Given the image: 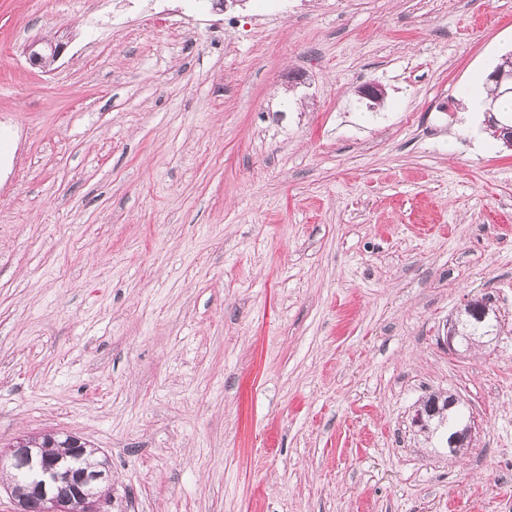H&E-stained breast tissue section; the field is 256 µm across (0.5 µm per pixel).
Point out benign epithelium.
<instances>
[{
	"label": "benign epithelium",
	"mask_w": 512,
	"mask_h": 512,
	"mask_svg": "<svg viewBox=\"0 0 512 512\" xmlns=\"http://www.w3.org/2000/svg\"><path fill=\"white\" fill-rule=\"evenodd\" d=\"M61 42H31L27 48L29 62L42 66L44 54L53 59L63 53ZM490 79L498 88L512 93V67H499ZM491 309L484 298H475L464 305V313L484 320ZM14 470L22 474L27 492L40 498L43 512H106L104 507L112 498V483L105 473H89L82 469L66 470L59 461L41 454L38 448L17 451L15 446L0 450V471Z\"/></svg>",
	"instance_id": "7a95c632"
}]
</instances>
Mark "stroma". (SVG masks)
<instances>
[{
    "instance_id": "stroma-1",
    "label": "stroma",
    "mask_w": 512,
    "mask_h": 512,
    "mask_svg": "<svg viewBox=\"0 0 512 512\" xmlns=\"http://www.w3.org/2000/svg\"><path fill=\"white\" fill-rule=\"evenodd\" d=\"M511 51L512 0H0V448L78 435L108 512H512V148L459 109ZM65 49V45L61 42L57 43H46L43 40H35L31 42L27 48L26 53L28 55V60L33 66H42L44 54L50 53L53 60L58 59V57L63 53ZM53 60L47 59L44 63V67L48 64L52 63ZM454 400L446 396H430L422 405L432 412L431 421H434L432 433L442 441L445 439L448 448L452 446V438L457 433V426L465 420V414L460 408H454ZM453 405V406H452Z\"/></svg>"
}]
</instances>
